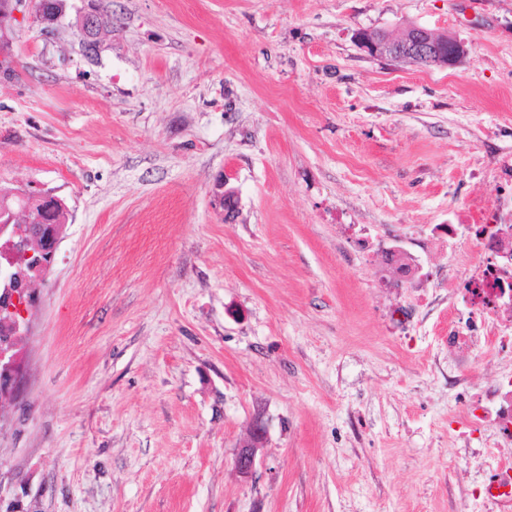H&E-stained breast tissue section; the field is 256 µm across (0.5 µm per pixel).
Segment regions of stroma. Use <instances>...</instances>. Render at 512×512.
<instances>
[{
    "instance_id": "35a3bbf8",
    "label": "stroma",
    "mask_w": 512,
    "mask_h": 512,
    "mask_svg": "<svg viewBox=\"0 0 512 512\" xmlns=\"http://www.w3.org/2000/svg\"><path fill=\"white\" fill-rule=\"evenodd\" d=\"M410 26L461 62L357 40ZM1 188L69 216L0 400V512H494L468 411L512 355L444 338L475 225L512 224V0L19 6ZM265 428L261 424H256L247 440L238 445L235 454V468L243 477H248L253 473L256 457V449L263 442Z\"/></svg>"
}]
</instances>
